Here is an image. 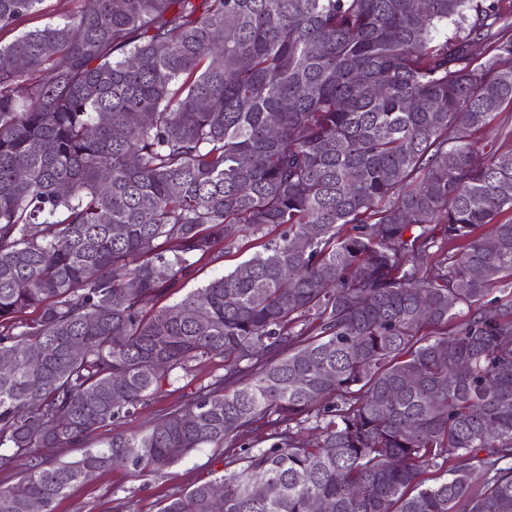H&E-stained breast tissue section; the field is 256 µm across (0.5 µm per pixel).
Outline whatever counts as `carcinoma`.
I'll list each match as a JSON object with an SVG mask.
<instances>
[{"instance_id": "1", "label": "carcinoma", "mask_w": 512, "mask_h": 512, "mask_svg": "<svg viewBox=\"0 0 512 512\" xmlns=\"http://www.w3.org/2000/svg\"><path fill=\"white\" fill-rule=\"evenodd\" d=\"M79 2L0 44V512L204 448L160 512H512V0ZM505 135H509L508 140L505 139ZM476 140L481 146L486 143H496L497 147L502 146V150H510L512 148V112L510 107L495 116L485 128L479 131L476 134ZM269 231L253 233L251 229L244 226L243 224H235L234 226V238L236 240V248L232 249L229 253L225 254L224 259L215 264L211 263H200L195 278L190 280L178 294L172 295L166 299H163L159 305H165L173 303L179 300L188 291L208 283L210 280L224 275L225 272L233 270L240 262L245 260L251 253L259 248H252L257 243L272 238L277 234V231ZM264 236V237H263ZM249 249V250H247ZM222 362L218 358L203 361L195 367V376L180 377L171 385L164 386V393L152 400L149 405L138 409L137 413L118 424L107 426L98 431L94 442L101 443L112 436V433L124 430L142 429L152 424L157 414L171 404H183L199 386L200 382L207 380L212 375L224 373Z\"/></svg>"}]
</instances>
